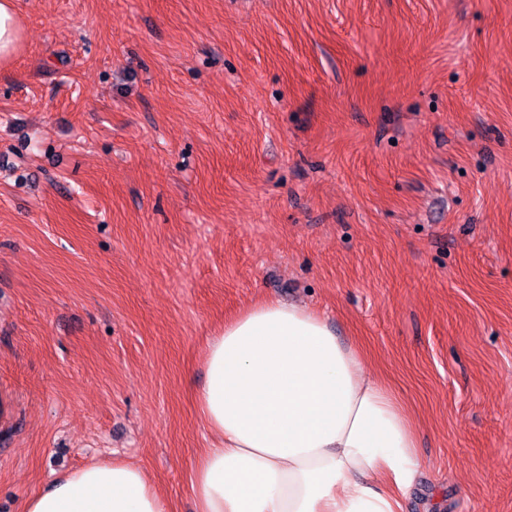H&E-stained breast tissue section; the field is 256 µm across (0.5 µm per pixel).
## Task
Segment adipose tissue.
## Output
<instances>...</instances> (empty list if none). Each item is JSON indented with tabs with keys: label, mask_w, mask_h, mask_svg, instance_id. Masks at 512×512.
<instances>
[{
	"label": "adipose tissue",
	"mask_w": 512,
	"mask_h": 512,
	"mask_svg": "<svg viewBox=\"0 0 512 512\" xmlns=\"http://www.w3.org/2000/svg\"><path fill=\"white\" fill-rule=\"evenodd\" d=\"M195 401L214 438L190 487L197 512H398L420 461L395 397L320 314L266 300L204 350ZM24 512H170L148 474L97 460Z\"/></svg>",
	"instance_id": "1"
}]
</instances>
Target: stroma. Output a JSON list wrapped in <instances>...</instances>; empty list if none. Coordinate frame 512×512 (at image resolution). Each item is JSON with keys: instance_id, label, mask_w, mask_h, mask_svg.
Wrapping results in <instances>:
<instances>
[{"instance_id": "35a3bbf8", "label": "stroma", "mask_w": 512, "mask_h": 512, "mask_svg": "<svg viewBox=\"0 0 512 512\" xmlns=\"http://www.w3.org/2000/svg\"><path fill=\"white\" fill-rule=\"evenodd\" d=\"M0 512L96 460L172 512L226 320L322 314L398 397L401 512H512V0H16Z\"/></svg>"}]
</instances>
